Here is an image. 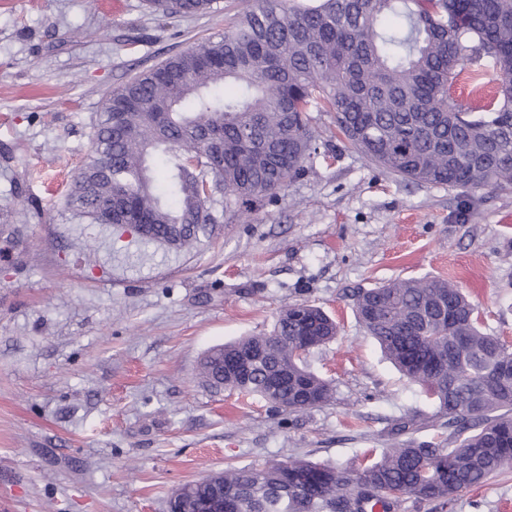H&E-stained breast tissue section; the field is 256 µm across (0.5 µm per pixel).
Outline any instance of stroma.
<instances>
[{"label":"stroma","mask_w":512,"mask_h":512,"mask_svg":"<svg viewBox=\"0 0 512 512\" xmlns=\"http://www.w3.org/2000/svg\"><path fill=\"white\" fill-rule=\"evenodd\" d=\"M245 7L0 0V512H167L181 485L228 467L351 468L410 439L447 446L432 400L358 322L362 288L453 281L512 344V191L404 181L334 137L324 112V156L251 213L225 212L197 250L65 212L109 93L221 37ZM493 85L467 70L451 94L478 112ZM304 302L341 328L305 359L331 381L329 404L289 413L206 385L208 349ZM453 512H512V470ZM149 7L162 15L194 14L214 9L215 0H146Z\"/></svg>","instance_id":"obj_1"}]
</instances>
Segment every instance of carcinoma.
Segmentation results:
<instances>
[{
  "label": "carcinoma",
  "instance_id": "obj_1",
  "mask_svg": "<svg viewBox=\"0 0 512 512\" xmlns=\"http://www.w3.org/2000/svg\"><path fill=\"white\" fill-rule=\"evenodd\" d=\"M162 15L216 0H146ZM256 0L218 39L133 77L105 100L92 150L65 209L102 223L123 197L148 218L143 242L179 253L212 235L218 207L252 211L319 157L309 113L330 112L340 137L405 180L464 192L512 188V0ZM481 62L497 86L482 112L449 94ZM164 162L165 189L154 163ZM222 195L217 199L216 195ZM354 312L382 352L454 427L451 446L407 441L358 469L291 458L224 470V512H391L402 497L450 512L460 494L512 469V346L483 330L455 284L398 279L360 291ZM339 323L302 303L268 334L208 350V384L302 412L332 383L298 353ZM207 477L169 512H192Z\"/></svg>",
  "mask_w": 512,
  "mask_h": 512
}]
</instances>
